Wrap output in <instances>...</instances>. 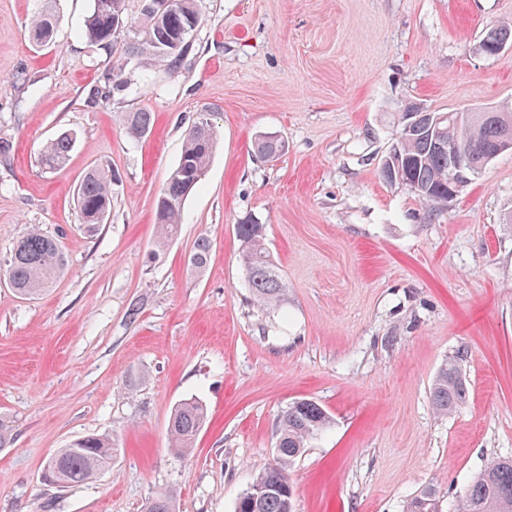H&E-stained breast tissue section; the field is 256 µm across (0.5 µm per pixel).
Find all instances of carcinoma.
<instances>
[{
    "label": "carcinoma",
    "instance_id": "carcinoma-1",
    "mask_svg": "<svg viewBox=\"0 0 512 512\" xmlns=\"http://www.w3.org/2000/svg\"><path fill=\"white\" fill-rule=\"evenodd\" d=\"M128 24L127 49L133 59L159 66H175L188 52L192 43L180 41L182 32L198 28L201 16L197 0H170L166 19L141 8L140 16L131 18L126 12V0H92V9L84 21L81 35L89 43L108 46L115 40L118 27L114 17ZM56 23L50 7L34 16L30 41L40 47L47 45ZM512 44V25L503 22L488 27L479 45L483 55L494 56L499 43ZM437 113L411 105L398 114V131L392 151L399 153L403 166L397 168L384 162L381 172L386 180L406 187L426 206L448 202V151H441L437 141L443 140L463 155L476 174L499 154L504 131L512 132V109L498 108L492 112H471L460 119L444 120L432 128ZM127 133L134 139L146 136L152 129L150 112H128L123 117ZM76 143L71 132H63L51 140L40 154L39 162L47 170L65 166ZM217 145L215 128L207 133L188 129L178 168H187L189 176H168L157 199L154 224L157 225L156 245L164 247L174 237L182 223V208L187 198L201 185L196 172L207 171ZM257 153L265 158L282 152V143L275 138H259ZM113 177L96 167L86 171L78 185L76 200L81 227L85 234L96 235L107 219L112 200ZM240 242V259L247 275L251 293L258 304L266 307L283 301L285 284L280 270L265 244V227L247 218L236 224ZM211 258V244L199 239L190 254L189 263L203 269ZM65 268L60 243L39 229L23 235L13 248L0 274L22 296L43 292ZM468 388L459 365L447 362L441 366L430 388V400L435 411L447 415L467 397ZM208 418L207 408L195 399L176 406L169 419L172 448L185 452L193 447ZM330 424L326 410L317 402L301 399L293 402L280 420L274 464L258 473L253 484L259 489L282 481L287 493L273 491L256 498L238 501L236 512H293V486L288 471L307 443ZM52 485L59 488L80 486L90 482L112 464V439L103 435H87L53 454ZM436 490L422 488L408 502L407 510L435 512ZM144 512H175L174 494L170 490L157 492L146 503ZM457 512H512V459L488 462L461 495Z\"/></svg>",
    "mask_w": 512,
    "mask_h": 512
}]
</instances>
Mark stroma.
<instances>
[{
    "label": "stroma",
    "instance_id": "35a3bbf8",
    "mask_svg": "<svg viewBox=\"0 0 512 512\" xmlns=\"http://www.w3.org/2000/svg\"><path fill=\"white\" fill-rule=\"evenodd\" d=\"M41 6L0 0V138L13 145L0 266L34 227L68 266L32 299L0 277V512H142L160 489L176 512H235L302 398L331 424L289 470L295 512H405L429 484L439 512H456L487 462L512 458V151L431 210L381 165L407 103L512 107V49L477 50L512 21V0H200L178 67L128 65L129 89L108 97L125 42L88 44L90 0H54L55 43L36 48ZM140 111L153 127L137 141L121 117ZM203 112L220 145L159 250L156 201ZM65 130V168L42 170ZM269 133L286 148L264 158L254 143ZM95 165L117 182L90 238L73 189ZM248 214L287 284L276 308L254 303L240 262ZM449 360L469 393L445 416L429 391ZM190 398L208 419L178 454L168 421ZM92 433L111 436V467L79 487L44 483L47 457ZM512 44V25L507 22L499 23L488 27L479 46H484L483 55L487 57H495L494 49L499 43ZM71 133L63 132L45 146L39 158L44 169L54 171L65 166L76 143Z\"/></svg>",
    "mask_w": 512,
    "mask_h": 512
}]
</instances>
